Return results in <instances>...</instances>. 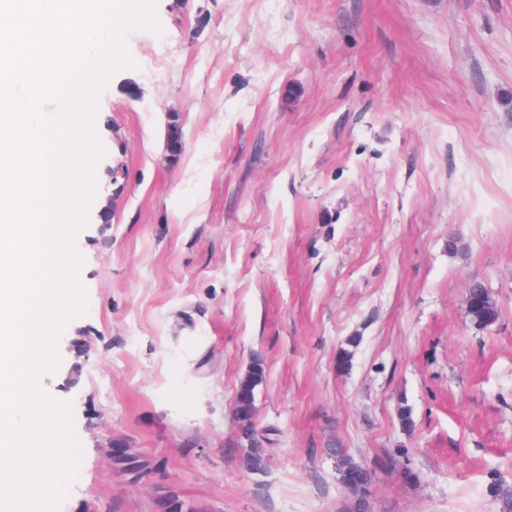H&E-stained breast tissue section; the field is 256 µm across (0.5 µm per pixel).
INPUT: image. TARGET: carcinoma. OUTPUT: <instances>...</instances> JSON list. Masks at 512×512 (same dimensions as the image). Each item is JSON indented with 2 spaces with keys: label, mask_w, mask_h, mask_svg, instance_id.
<instances>
[{
  "label": "carcinoma",
  "mask_w": 512,
  "mask_h": 512,
  "mask_svg": "<svg viewBox=\"0 0 512 512\" xmlns=\"http://www.w3.org/2000/svg\"><path fill=\"white\" fill-rule=\"evenodd\" d=\"M472 295L475 301L484 305V311L490 321H495L497 311L489 293L480 281L474 282ZM264 374L263 360L254 358L251 368L240 380L234 400L233 414L237 426L238 440L250 442V448L244 457V464L250 470H260L264 467L265 457L261 451L259 434L256 426L255 393ZM330 454L336 458L339 478L343 484H371L375 471L347 455L341 448L330 449Z\"/></svg>",
  "instance_id": "1"
}]
</instances>
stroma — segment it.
Masks as SVG:
<instances>
[{"mask_svg":"<svg viewBox=\"0 0 512 512\" xmlns=\"http://www.w3.org/2000/svg\"><path fill=\"white\" fill-rule=\"evenodd\" d=\"M158 16L163 36L130 31L134 65L99 97L106 154L74 240L88 310L40 382L72 403L82 453L60 512L170 495L184 512H357L334 448L394 461L366 512H499L512 0H158ZM474 280L491 325L468 312ZM257 356L262 472L233 417Z\"/></svg>","mask_w":512,"mask_h":512,"instance_id":"35a3bbf8","label":"stroma"}]
</instances>
